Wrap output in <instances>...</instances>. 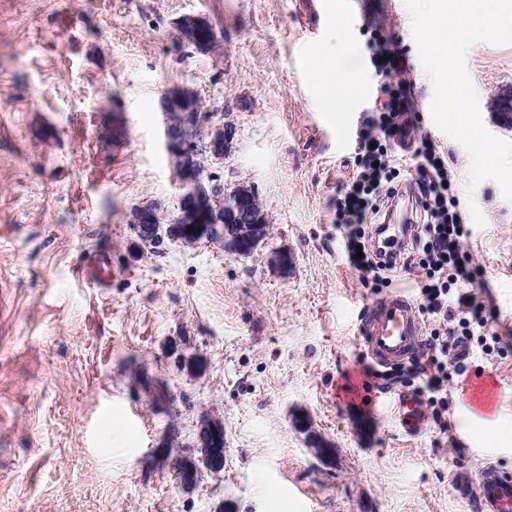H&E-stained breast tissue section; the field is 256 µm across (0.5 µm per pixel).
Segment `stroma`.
<instances>
[{
	"mask_svg": "<svg viewBox=\"0 0 512 512\" xmlns=\"http://www.w3.org/2000/svg\"><path fill=\"white\" fill-rule=\"evenodd\" d=\"M338 24L310 0H0V512H477L486 466L512 476V202L492 180L468 190L465 150L435 124L432 82L406 0H342ZM207 17L201 53L177 23ZM403 56L416 136L476 203L462 252L489 330L508 349L450 372L448 432L365 400L357 316L417 272L373 287L336 228L356 136L379 102L325 104L336 53L368 63L371 28ZM466 68L484 127L512 141V44H475ZM194 91L236 128L213 172L253 188L269 221L238 256L217 244L140 249L131 206L180 193L162 95ZM120 275L80 279L97 253ZM198 356L177 368L172 347ZM162 378L166 394L154 380ZM494 391L495 423L472 416ZM224 425V469L181 488L200 416Z\"/></svg>",
	"mask_w": 512,
	"mask_h": 512,
	"instance_id": "obj_1",
	"label": "stroma"
}]
</instances>
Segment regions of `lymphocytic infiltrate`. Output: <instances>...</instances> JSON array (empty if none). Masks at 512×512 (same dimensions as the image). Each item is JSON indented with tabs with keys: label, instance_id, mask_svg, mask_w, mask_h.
Wrapping results in <instances>:
<instances>
[{
	"label": "lymphocytic infiltrate",
	"instance_id": "lymphocytic-infiltrate-1",
	"mask_svg": "<svg viewBox=\"0 0 512 512\" xmlns=\"http://www.w3.org/2000/svg\"><path fill=\"white\" fill-rule=\"evenodd\" d=\"M380 91L386 100L376 118L368 121L357 136L355 181L336 201V221L346 229V247L352 266L375 285H388L387 274L396 265L422 272L421 311L435 321L424 341V357H412L409 364L377 370L365 368L366 377L388 384L417 378V394L426 398L434 423H441L448 411V373L463 371L474 348L492 353L493 348L480 333L487 324L484 307L467 286L476 276L460 254V245L471 233L459 208L452 185L454 176L439 163L431 140H422L415 151L416 164L408 179L386 159L388 143L407 134L402 117L410 110V100L402 83H388ZM408 189L417 208L427 217L410 235L402 249L392 253L366 250L365 227L374 223L382 198H394Z\"/></svg>",
	"mask_w": 512,
	"mask_h": 512
}]
</instances>
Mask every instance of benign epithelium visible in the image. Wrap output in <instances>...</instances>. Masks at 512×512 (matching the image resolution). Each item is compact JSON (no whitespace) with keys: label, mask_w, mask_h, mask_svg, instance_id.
I'll return each instance as SVG.
<instances>
[{"label":"benign epithelium","mask_w":512,"mask_h":512,"mask_svg":"<svg viewBox=\"0 0 512 512\" xmlns=\"http://www.w3.org/2000/svg\"><path fill=\"white\" fill-rule=\"evenodd\" d=\"M183 39L200 52L216 41L215 31L205 17L187 15L180 19ZM165 147L171 156L181 185L175 212L162 215L158 203L135 205L128 221L140 243L169 238L185 246L222 241L225 249L248 253L251 246L268 234V220L256 192L238 185L227 191L224 181L210 172L234 149L236 128L222 112H207L198 96L184 87L171 88L160 102ZM194 447L208 459L216 473L224 469V425L215 418L199 419ZM180 485L194 487L197 463L189 457L178 472Z\"/></svg>","instance_id":"benign-epithelium-1"}]
</instances>
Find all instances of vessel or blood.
Returning <instances> with one entry per match:
<instances>
[{"label": "vessel or blood", "instance_id": "b4317fda", "mask_svg": "<svg viewBox=\"0 0 512 512\" xmlns=\"http://www.w3.org/2000/svg\"><path fill=\"white\" fill-rule=\"evenodd\" d=\"M83 279L96 287H107L113 276L111 265L98 259L82 268ZM358 319L367 354L380 366L400 363L415 355L421 341V319L412 300L394 292L375 305L362 310ZM392 406L403 420L418 423L422 409L419 399L411 393H398ZM481 512H512V478L501 475L495 467H487L480 480Z\"/></svg>", "mask_w": 512, "mask_h": 512}]
</instances>
